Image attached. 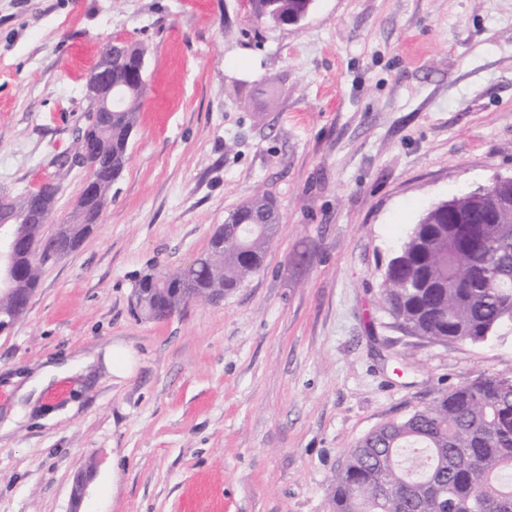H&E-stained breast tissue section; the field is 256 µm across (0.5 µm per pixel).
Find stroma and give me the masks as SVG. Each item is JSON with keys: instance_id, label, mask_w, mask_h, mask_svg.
Returning <instances> with one entry per match:
<instances>
[{"instance_id": "obj_1", "label": "stroma", "mask_w": 512, "mask_h": 512, "mask_svg": "<svg viewBox=\"0 0 512 512\" xmlns=\"http://www.w3.org/2000/svg\"><path fill=\"white\" fill-rule=\"evenodd\" d=\"M107 39L146 47L147 92L111 203L0 334V512H328L363 437L512 371L511 332L432 343L380 302L427 207L512 174V0H314L283 26L249 0H0V191L58 184L45 239L88 176ZM256 192L281 215L261 270L138 316L137 278Z\"/></svg>"}]
</instances>
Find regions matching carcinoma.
Returning a JSON list of instances; mask_svg holds the SVG:
<instances>
[{
    "label": "carcinoma",
    "mask_w": 512,
    "mask_h": 512,
    "mask_svg": "<svg viewBox=\"0 0 512 512\" xmlns=\"http://www.w3.org/2000/svg\"><path fill=\"white\" fill-rule=\"evenodd\" d=\"M250 4L256 20L277 26L305 18L311 8V0ZM145 55L141 45L112 41V83L126 86L124 111L106 121L92 116L89 104L84 127V137L98 141L91 170L101 180L102 200L87 202L84 216L47 243H40L42 225H29L28 237L41 249L18 257L20 287L29 295L42 264L57 250L80 246L112 202L145 94L130 74ZM57 193V185L44 183L13 198V208L51 213ZM454 214L479 222L490 215L494 223H481L474 238L450 223L447 210L430 206L389 261L381 299L411 336L485 343L512 327V210L498 211L484 186L455 198ZM253 222L261 223L259 230L239 241L238 225ZM278 223L275 205L253 194L214 231L193 265L141 275L133 289L136 309L175 313L195 298L208 301L240 287L261 269ZM330 512H512V373L453 387L410 417L368 434L335 476Z\"/></svg>",
    "instance_id": "1"
}]
</instances>
